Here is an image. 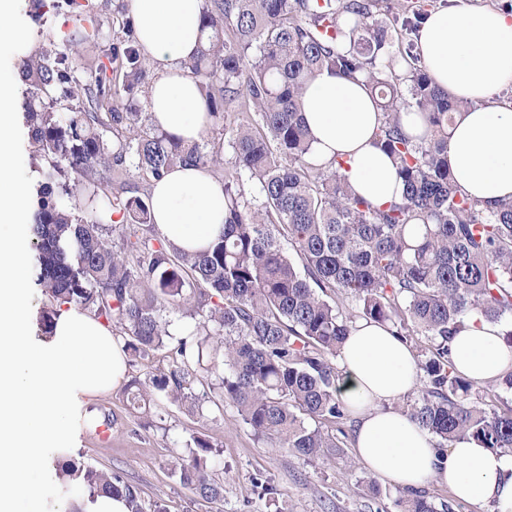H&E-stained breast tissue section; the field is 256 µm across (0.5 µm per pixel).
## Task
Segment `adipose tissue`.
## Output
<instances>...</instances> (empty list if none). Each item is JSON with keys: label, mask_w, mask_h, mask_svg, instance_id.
<instances>
[{"label": "adipose tissue", "mask_w": 512, "mask_h": 512, "mask_svg": "<svg viewBox=\"0 0 512 512\" xmlns=\"http://www.w3.org/2000/svg\"><path fill=\"white\" fill-rule=\"evenodd\" d=\"M142 55L155 76L147 96L151 124L187 142L200 140L211 117L186 67L201 44L204 0H127ZM419 52L433 82L471 102L448 131V165L462 191L491 207L512 198V105L497 93L512 84V14L489 7L451 5L430 13ZM315 163L346 162L354 190L377 207L397 201L403 184L388 155L374 143L381 114L364 76L324 70L302 98ZM151 216L180 248L201 250L224 224V183L209 169L179 166L153 180ZM453 370L483 383L512 372V344L499 324L465 318L449 341ZM339 398L354 420L353 451L375 476L402 489L435 483L463 503H491L512 512V454L462 438L438 452L433 436L396 401L418 384L413 351L387 326L353 325L339 354Z\"/></svg>", "instance_id": "adipose-tissue-1"}]
</instances>
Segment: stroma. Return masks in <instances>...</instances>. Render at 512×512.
Returning <instances> with one entry per match:
<instances>
[{
	"mask_svg": "<svg viewBox=\"0 0 512 512\" xmlns=\"http://www.w3.org/2000/svg\"><path fill=\"white\" fill-rule=\"evenodd\" d=\"M20 11L32 30L24 50L29 57L45 48L43 31H65L71 26L65 6L38 16L29 0H22ZM104 410L115 417L107 442L90 431L91 421ZM83 413L74 447L51 455V475H58L67 461L112 470L137 486L145 501H161L167 512H396V500L405 495L403 489L384 480L379 481L376 496L357 488V481L369 478L370 473L355 457L351 438H344L340 452L330 461L307 462L256 437L229 403L223 411L208 410L201 416L170 405L144 420L129 410L125 389L120 386L89 399ZM195 432L207 435L221 448L222 499L198 497L169 466L173 451L185 447ZM258 478L275 486L274 500L259 497L254 486Z\"/></svg>",
	"mask_w": 512,
	"mask_h": 512,
	"instance_id": "stroma-1",
	"label": "stroma"
}]
</instances>
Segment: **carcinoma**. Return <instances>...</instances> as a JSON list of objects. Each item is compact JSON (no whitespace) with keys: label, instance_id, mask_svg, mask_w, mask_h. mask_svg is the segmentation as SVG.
Here are the masks:
<instances>
[{"label":"carcinoma","instance_id":"cac0c4a2","mask_svg":"<svg viewBox=\"0 0 512 512\" xmlns=\"http://www.w3.org/2000/svg\"><path fill=\"white\" fill-rule=\"evenodd\" d=\"M109 2L68 0L73 29L44 32L46 48L22 58L18 76L29 139L45 161L30 224L37 284L127 336L125 352L136 361L174 343L168 369L128 385V406L161 409L166 401L200 414L214 394L217 408L232 404L271 446L321 459L347 436L334 359L352 327L338 306L348 299L401 341L430 342L418 361L423 386L405 412L439 448L470 437L512 453V406L486 407L476 383L453 372L448 349L470 315L501 324L512 343V199L488 209L461 192L448 167V127L471 103L437 87L410 42L391 50L392 31H412L425 11H397L392 0H206L204 42L187 68L222 130L223 141L209 147L148 127L135 103L147 69L130 19L112 32L121 83L97 71L75 77L79 47L103 38L98 14ZM323 69L366 75L383 115L375 144L403 181L400 201L374 207L343 175L345 160L311 162L300 103ZM121 93L127 107L117 112L110 100ZM411 103L427 127L422 137L400 123ZM187 162L224 181V228L214 242L198 252L166 242L151 229L149 193L133 197L116 178L112 210L146 230L114 243L116 226L93 215L101 171L129 163L153 180ZM76 198L85 201L82 216L71 207ZM168 309L194 320L195 331L173 337ZM197 384L207 391L198 394ZM307 416L336 432L307 425ZM219 455L193 435L171 469L201 498H222ZM60 477L83 488V512L101 495L124 499L128 512H166L110 470L65 463ZM399 506L453 512L420 490Z\"/></svg>","mask_w":512,"mask_h":512}]
</instances>
